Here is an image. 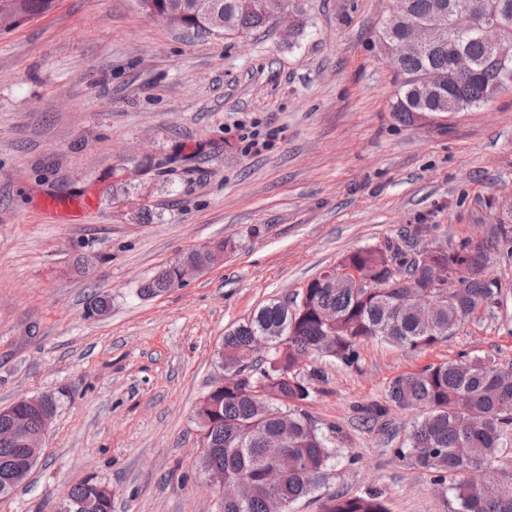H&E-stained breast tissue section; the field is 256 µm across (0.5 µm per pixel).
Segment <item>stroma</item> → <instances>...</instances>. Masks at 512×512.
I'll use <instances>...</instances> for the list:
<instances>
[{
  "instance_id": "stroma-1",
  "label": "stroma",
  "mask_w": 512,
  "mask_h": 512,
  "mask_svg": "<svg viewBox=\"0 0 512 512\" xmlns=\"http://www.w3.org/2000/svg\"><path fill=\"white\" fill-rule=\"evenodd\" d=\"M294 21L187 36L136 0H57L0 33V407L51 393L58 409L0 512H52L79 480L112 512H218L198 462L197 402L222 380L225 331L290 299L348 252L419 224L452 247L512 225V88L431 122H399L378 43L389 0H295ZM91 201L60 224L52 199ZM222 261L141 298L184 252ZM497 300L447 341L380 340L321 364L305 409L341 428L324 493L379 492L388 512H450V481L397 457L411 413L384 422L389 383L460 356L512 366V247L490 254ZM110 301L92 314L94 295Z\"/></svg>"
}]
</instances>
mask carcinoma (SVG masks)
Wrapping results in <instances>:
<instances>
[{
  "label": "carcinoma",
  "mask_w": 512,
  "mask_h": 512,
  "mask_svg": "<svg viewBox=\"0 0 512 512\" xmlns=\"http://www.w3.org/2000/svg\"><path fill=\"white\" fill-rule=\"evenodd\" d=\"M56 0H0L6 10L27 20L44 16ZM172 25L194 32L240 35L271 25L269 13L246 9L242 0H154ZM411 19L440 16L441 41L423 54L400 57L395 71L400 87L391 111L407 123L445 112H461L490 100L512 85V61L495 59L492 46L512 54V0H490L481 10L497 8L511 20L488 31L478 24L462 31L454 12L465 0H403ZM472 61V72L457 77L448 72V56L456 50ZM435 226L419 225L413 240L389 241L383 247L352 251L336 268L371 275L372 288L355 287L351 274L330 281L320 274L308 282L306 298L290 307L272 300L224 334V366L244 375L242 384L224 389L219 413L201 409L210 422L202 425L208 452L199 459L200 470L218 467L224 476L240 480L235 498L224 501L221 512H290V506L321 489L330 478L336 443L343 442L337 426L323 430L302 409L324 373L311 363L318 359L352 366L359 346L370 339L411 351L430 348L453 335L454 324L464 322L482 305L501 293L499 284L482 274L493 244L505 240L500 227L490 230L487 244L473 248L469 241L447 250V260L461 267L463 292L440 291L431 314L424 315L410 300L409 279L424 278L416 257L434 258L426 241ZM399 275L389 276V267ZM177 269L159 270L138 288L142 296L173 288ZM335 324L324 321L326 312ZM389 405H373L369 417L379 419L389 406L414 413L406 446L395 453L438 479L451 477L455 506L452 512H512V483L501 484L489 473L512 465V367L491 361L461 358L428 365L400 376L388 387ZM42 399L20 398L0 409V498L13 493L35 463H19L23 446L10 430L17 419L28 431L43 428ZM288 431L282 452L297 462L275 487L266 482L270 449L266 441ZM68 512H112V490L89 477L72 485L64 496ZM323 512H388L378 492L347 496L332 494Z\"/></svg>",
  "instance_id": "obj_1"
}]
</instances>
